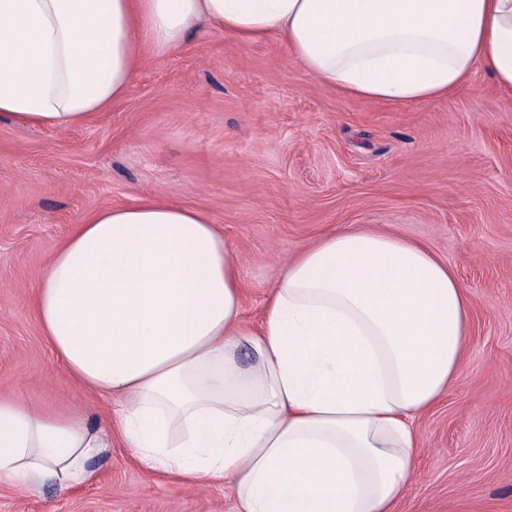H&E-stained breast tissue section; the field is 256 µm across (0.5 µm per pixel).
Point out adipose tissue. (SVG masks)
Returning <instances> with one entry per match:
<instances>
[{"label":"adipose tissue","instance_id":"adipose-tissue-1","mask_svg":"<svg viewBox=\"0 0 512 512\" xmlns=\"http://www.w3.org/2000/svg\"><path fill=\"white\" fill-rule=\"evenodd\" d=\"M203 22L283 40L309 76L367 101L445 97L479 68L512 91V0H0V117L82 126L125 97L146 52ZM35 313L68 376L115 400L140 463L231 482L236 512H396L415 422L453 389L471 326L448 262L359 229L288 261L247 324L223 232L156 199L85 217L51 255ZM111 445L79 408L0 395V485L72 488Z\"/></svg>","mask_w":512,"mask_h":512}]
</instances>
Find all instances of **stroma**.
Returning <instances> with one entry per match:
<instances>
[{
    "instance_id": "stroma-1",
    "label": "stroma",
    "mask_w": 512,
    "mask_h": 512,
    "mask_svg": "<svg viewBox=\"0 0 512 512\" xmlns=\"http://www.w3.org/2000/svg\"><path fill=\"white\" fill-rule=\"evenodd\" d=\"M156 196L206 212L240 257L242 309L258 323L284 260L353 226L426 244L472 306L453 391L418 420L417 474L400 512H512V93L485 71L448 97L369 102L324 88L277 40L198 27L149 55L127 95L68 130L0 119V393L104 401L66 375L33 290L88 213ZM60 490L0 487V512H235L230 485L184 484L120 436Z\"/></svg>"
}]
</instances>
